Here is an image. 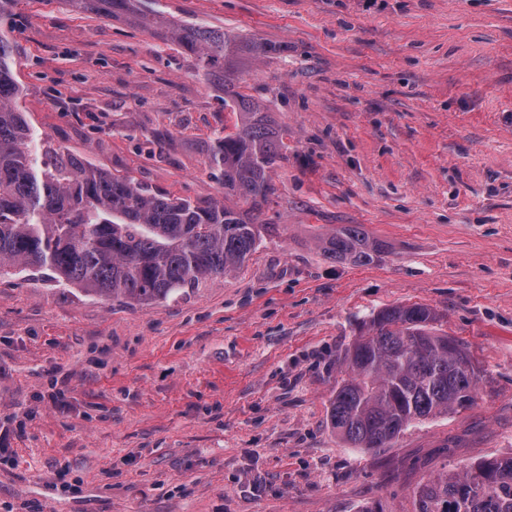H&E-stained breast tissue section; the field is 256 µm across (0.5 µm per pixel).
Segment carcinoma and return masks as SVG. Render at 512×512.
<instances>
[{
    "mask_svg": "<svg viewBox=\"0 0 512 512\" xmlns=\"http://www.w3.org/2000/svg\"><path fill=\"white\" fill-rule=\"evenodd\" d=\"M24 0H0V270L50 272L104 301H165L203 280L239 269L274 224L258 223L273 192L272 172L288 160L284 133L266 106L232 90L234 60L271 48L222 28L182 24L143 8V0H67L81 12L123 17L194 53L201 77L224 88L235 131L216 134L208 163L224 197L191 200L114 175L37 133L20 105L11 39ZM251 201L252 209L236 200ZM331 262L365 265L382 252L360 224L317 241ZM437 312L398 305L375 314L339 358L346 377L330 403L329 424L353 448L377 451L414 423L472 404L480 371L460 341L438 332ZM415 512H512V456L485 458L464 473L440 472L412 490Z\"/></svg>",
    "mask_w": 512,
    "mask_h": 512,
    "instance_id": "1",
    "label": "carcinoma"
}]
</instances>
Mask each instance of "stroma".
Segmentation results:
<instances>
[{"instance_id":"35a3bbf8","label":"stroma","mask_w":512,"mask_h":512,"mask_svg":"<svg viewBox=\"0 0 512 512\" xmlns=\"http://www.w3.org/2000/svg\"><path fill=\"white\" fill-rule=\"evenodd\" d=\"M146 6L272 46L234 84L286 132L259 213L279 230L152 304L0 273V512H413L430 475L512 455V0ZM13 37L37 132L151 190L223 196L207 145L236 116L196 55L64 0L22 6ZM343 224L380 257L325 260L316 239ZM411 304L467 344L475 400L349 447L328 419L336 358Z\"/></svg>"}]
</instances>
